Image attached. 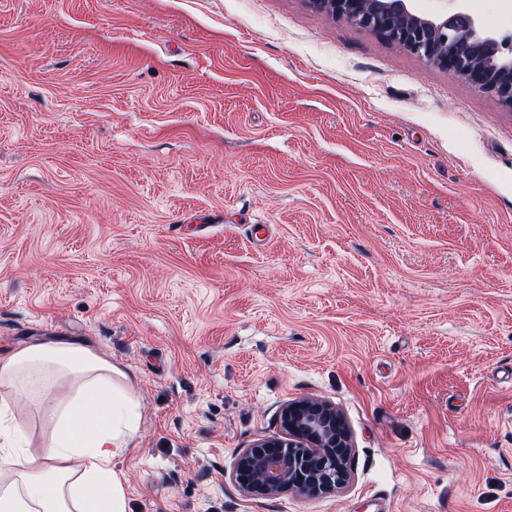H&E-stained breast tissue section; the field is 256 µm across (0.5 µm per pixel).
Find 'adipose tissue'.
I'll list each match as a JSON object with an SVG mask.
<instances>
[{
  "instance_id": "1",
  "label": "adipose tissue",
  "mask_w": 512,
  "mask_h": 512,
  "mask_svg": "<svg viewBox=\"0 0 512 512\" xmlns=\"http://www.w3.org/2000/svg\"><path fill=\"white\" fill-rule=\"evenodd\" d=\"M134 380L78 341L0 352V512H127L117 461L139 435ZM18 398L51 408L40 440L16 421Z\"/></svg>"
}]
</instances>
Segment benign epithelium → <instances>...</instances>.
Masks as SVG:
<instances>
[{
	"instance_id": "7a95c632",
	"label": "benign epithelium",
	"mask_w": 512,
	"mask_h": 512,
	"mask_svg": "<svg viewBox=\"0 0 512 512\" xmlns=\"http://www.w3.org/2000/svg\"><path fill=\"white\" fill-rule=\"evenodd\" d=\"M310 2L333 19L383 35L512 110V34L485 29L468 0L431 14L417 11L413 0ZM280 417L286 437L259 440L238 456L233 477L239 490L249 498H265L287 490L326 494L345 487L352 439L336 407L304 398L285 404Z\"/></svg>"
}]
</instances>
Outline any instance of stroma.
<instances>
[{"label": "stroma", "mask_w": 512, "mask_h": 512, "mask_svg": "<svg viewBox=\"0 0 512 512\" xmlns=\"http://www.w3.org/2000/svg\"><path fill=\"white\" fill-rule=\"evenodd\" d=\"M57 336L129 512H512V110L309 0H0V349ZM300 398L350 483L243 496Z\"/></svg>", "instance_id": "1"}]
</instances>
